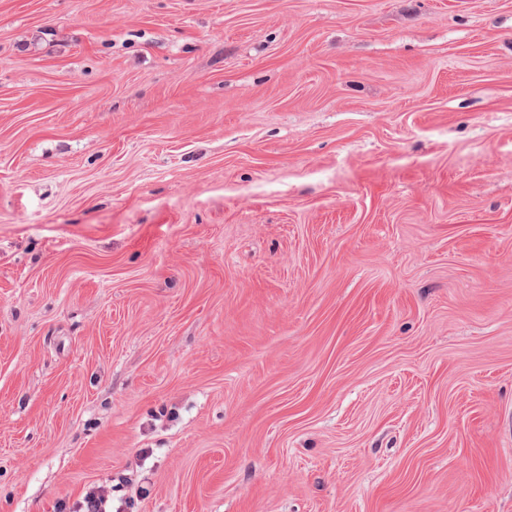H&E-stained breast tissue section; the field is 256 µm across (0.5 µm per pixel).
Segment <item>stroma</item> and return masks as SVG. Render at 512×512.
<instances>
[{"label":"stroma","instance_id":"35a3bbf8","mask_svg":"<svg viewBox=\"0 0 512 512\" xmlns=\"http://www.w3.org/2000/svg\"><path fill=\"white\" fill-rule=\"evenodd\" d=\"M512 512V0H0V512ZM112 493L104 487H97L87 491L71 507L66 502L55 505L56 512H112Z\"/></svg>","mask_w":512,"mask_h":512}]
</instances>
